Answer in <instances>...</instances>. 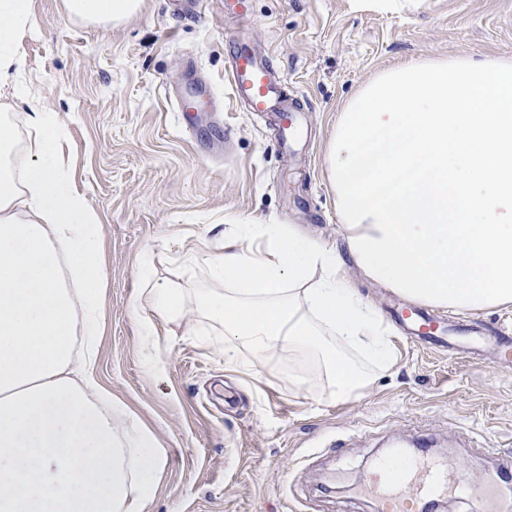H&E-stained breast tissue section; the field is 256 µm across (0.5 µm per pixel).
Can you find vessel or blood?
<instances>
[{
  "label": "vessel or blood",
  "mask_w": 512,
  "mask_h": 512,
  "mask_svg": "<svg viewBox=\"0 0 512 512\" xmlns=\"http://www.w3.org/2000/svg\"><path fill=\"white\" fill-rule=\"evenodd\" d=\"M228 81L234 102L249 112L277 115L274 138L286 144L289 135L288 94L270 62L257 57L239 38L228 41ZM477 355L497 352L512 356V338L495 334L475 339ZM363 491L377 499L381 512H422L425 502L446 492L477 497L485 512H512V495L500 484L475 481L462 469H451L428 458L386 456L379 458L363 480Z\"/></svg>",
  "instance_id": "1"
}]
</instances>
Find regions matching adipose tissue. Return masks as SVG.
<instances>
[{
	"label": "adipose tissue",
	"mask_w": 512,
	"mask_h": 512,
	"mask_svg": "<svg viewBox=\"0 0 512 512\" xmlns=\"http://www.w3.org/2000/svg\"><path fill=\"white\" fill-rule=\"evenodd\" d=\"M141 4L63 0V9L117 26ZM36 32L31 0H0V87L15 79L18 47ZM27 110L25 145L0 120V512H148L165 458L95 375L106 279L97 217L72 183L66 127L36 103ZM206 263L215 290L191 298L156 282L135 301L140 335H154L156 319L195 314L223 327L225 355L253 351L252 369L284 349L310 354L295 383L327 381L339 400L393 367L394 333L351 286L335 247L292 224L239 226Z\"/></svg>",
	"instance_id": "adipose-tissue-1"
}]
</instances>
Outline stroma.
I'll return each mask as SVG.
<instances>
[{"label": "stroma", "instance_id": "1", "mask_svg": "<svg viewBox=\"0 0 512 512\" xmlns=\"http://www.w3.org/2000/svg\"><path fill=\"white\" fill-rule=\"evenodd\" d=\"M35 36L19 48L21 80L70 133L75 188L101 229L107 274L97 374L156 436L166 464L150 512H376L354 492L374 461L403 441L473 478L512 450V361L479 363L457 319L512 331V307L457 312L427 307L446 324L445 351L395 339L396 364L361 394L289 382L298 364L251 374L241 350L224 360V331L201 318L158 321L161 369L148 367L133 304L155 279L196 295L210 282L187 254L214 252L232 224H294L345 250L325 173L336 121L381 71L430 59L512 58V0H252L250 18L203 0L173 17L166 0L109 27L68 18L62 0H32ZM239 35L268 56L298 107L288 148L271 117L238 111L224 44ZM210 89L213 112H178L177 98ZM379 313L416 302L348 267Z\"/></svg>", "mask_w": 512, "mask_h": 512}]
</instances>
